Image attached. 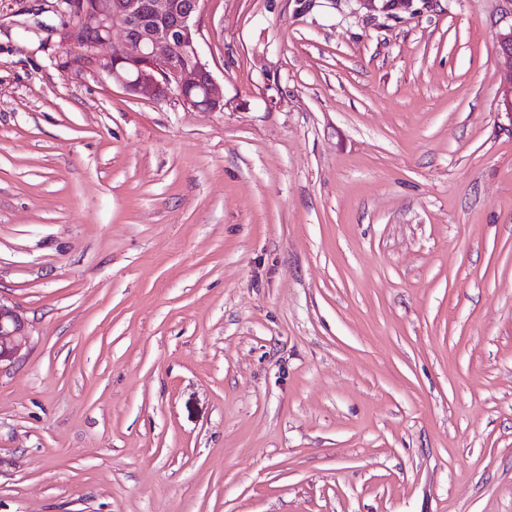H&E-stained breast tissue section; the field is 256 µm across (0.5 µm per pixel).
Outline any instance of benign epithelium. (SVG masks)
Returning a JSON list of instances; mask_svg holds the SVG:
<instances>
[{"instance_id":"7a95c632","label":"benign epithelium","mask_w":512,"mask_h":512,"mask_svg":"<svg viewBox=\"0 0 512 512\" xmlns=\"http://www.w3.org/2000/svg\"><path fill=\"white\" fill-rule=\"evenodd\" d=\"M204 2L69 0L77 49L66 62L112 80L141 100L158 103L175 96L188 110L222 112L224 94L198 43L197 18ZM500 93L512 120V68ZM28 343L20 312L0 302V366L17 361Z\"/></svg>"}]
</instances>
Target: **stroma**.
Wrapping results in <instances>:
<instances>
[{"label":"stroma","instance_id":"35a3bbf8","mask_svg":"<svg viewBox=\"0 0 512 512\" xmlns=\"http://www.w3.org/2000/svg\"><path fill=\"white\" fill-rule=\"evenodd\" d=\"M0 0V512H512V0H206L220 112ZM499 46L502 54L507 56L510 60V69L503 78L500 93L502 96V104L506 110L505 113L512 121V26L507 33L501 34ZM27 324L15 306L2 303L0 297V369L13 364L29 343Z\"/></svg>","mask_w":512,"mask_h":512}]
</instances>
